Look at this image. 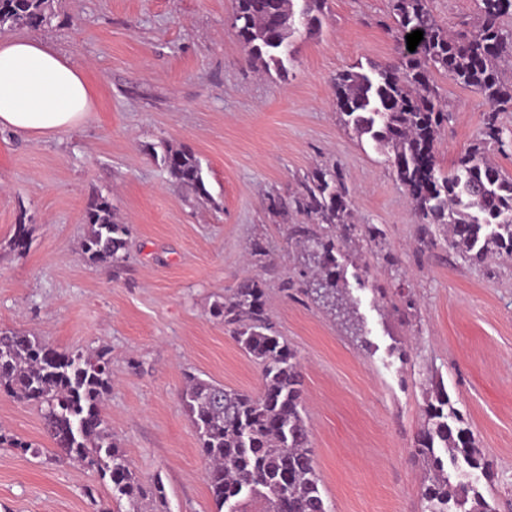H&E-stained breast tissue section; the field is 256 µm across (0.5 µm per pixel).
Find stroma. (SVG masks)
I'll return each instance as SVG.
<instances>
[{
  "instance_id": "35a3bbf8",
  "label": "stroma",
  "mask_w": 512,
  "mask_h": 512,
  "mask_svg": "<svg viewBox=\"0 0 512 512\" xmlns=\"http://www.w3.org/2000/svg\"><path fill=\"white\" fill-rule=\"evenodd\" d=\"M55 7L32 36L84 71L95 107L49 138L0 131V330L61 352L110 350L107 428L140 479L162 484V512H216L181 395L190 375L258 391L260 367L212 314L248 277L297 354L330 512H422L412 451L434 378L494 463L499 512H512V260L472 265L441 236L420 242L385 155L334 106L337 72L393 59L388 0H327L321 33L295 34L281 73L248 61L235 0ZM435 83L453 114L437 146L447 172L488 104L448 76ZM168 146L201 159L210 203L171 179L158 159ZM322 165L343 174L355 223L385 232L377 244L337 240L343 312L304 294L310 270L288 238L305 221L291 206L297 182ZM97 194L127 229L122 262L81 253ZM273 195L282 213L269 211ZM0 512L133 508L55 455L36 404L0 392Z\"/></svg>"
}]
</instances>
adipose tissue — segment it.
<instances>
[{
    "mask_svg": "<svg viewBox=\"0 0 512 512\" xmlns=\"http://www.w3.org/2000/svg\"><path fill=\"white\" fill-rule=\"evenodd\" d=\"M85 73L30 37H0V129L31 138L75 127L94 110Z\"/></svg>",
    "mask_w": 512,
    "mask_h": 512,
    "instance_id": "ef3b65f1",
    "label": "adipose tissue"
}]
</instances>
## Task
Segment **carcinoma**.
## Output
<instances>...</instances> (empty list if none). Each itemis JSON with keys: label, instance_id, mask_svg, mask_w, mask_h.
Instances as JSON below:
<instances>
[{"label": "carcinoma", "instance_id": "1", "mask_svg": "<svg viewBox=\"0 0 512 512\" xmlns=\"http://www.w3.org/2000/svg\"><path fill=\"white\" fill-rule=\"evenodd\" d=\"M395 44L424 31L416 50H396L388 63L368 73L343 70L333 82L334 104L344 126L367 135L386 154L406 192L420 240L432 227L448 228L446 247L464 261L489 255L512 258V177L489 154L512 142L499 121L512 112V0H479L476 23L449 32L438 23L430 0H389ZM294 0H237L235 26L251 62L286 69L292 60L289 27ZM326 0H306L304 32L319 31ZM54 0H0V32L41 29L55 18ZM483 96L489 109L479 138L453 169L443 171L437 144L451 119L432 75ZM161 162L170 177L209 200L201 159L190 149L167 148ZM294 205L314 224L340 225L351 235L349 191L340 171L320 166L299 181ZM89 231L82 253L93 262L126 258V227L114 220L112 200L98 195L85 211ZM300 243L317 264L309 291L336 304V241L300 229ZM214 316L232 327L233 338L260 365L256 394L227 389L196 377L187 380L182 401L206 461V478L217 512H238L258 496L267 512H329L314 466L303 376L296 354L280 340L265 310L258 280L244 279L216 306ZM110 352L67 354L38 336L0 333V389L40 407L44 429L58 455L109 475L113 488L136 504L163 500L158 484L147 486L106 433L102 398L110 387ZM425 424L414 456L426 476L427 512H497L478 487L491 480L492 466L470 424L454 408L445 386L435 385L424 408Z\"/></svg>", "mask_w": 512, "mask_h": 512}]
</instances>
